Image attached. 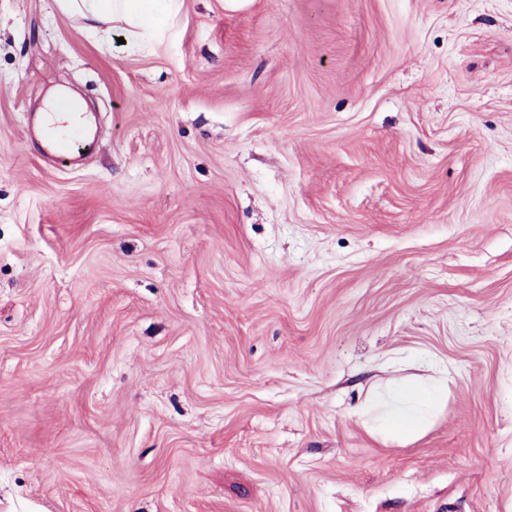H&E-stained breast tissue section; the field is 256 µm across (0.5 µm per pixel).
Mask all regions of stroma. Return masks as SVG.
Listing matches in <instances>:
<instances>
[{"label":"stroma","mask_w":512,"mask_h":512,"mask_svg":"<svg viewBox=\"0 0 512 512\" xmlns=\"http://www.w3.org/2000/svg\"><path fill=\"white\" fill-rule=\"evenodd\" d=\"M83 25L0 0V512H512V0ZM56 89L78 168L27 138ZM72 106H75L77 110H74ZM85 104L81 98L76 94L61 90L57 91L50 99L45 103L43 112H85ZM435 399L436 395L423 387L397 381L384 392H376L365 411L374 415L378 432L409 441L424 430L422 408Z\"/></svg>","instance_id":"1"}]
</instances>
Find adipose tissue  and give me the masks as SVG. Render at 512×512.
Here are the masks:
<instances>
[{
  "instance_id": "obj_1",
  "label": "adipose tissue",
  "mask_w": 512,
  "mask_h": 512,
  "mask_svg": "<svg viewBox=\"0 0 512 512\" xmlns=\"http://www.w3.org/2000/svg\"><path fill=\"white\" fill-rule=\"evenodd\" d=\"M67 14L94 23L95 26L122 29L128 50L140 48L142 42L161 28L164 21L175 16L182 0H56ZM433 392L403 381L375 393L366 410L373 414L376 429L392 438L409 441L417 437L426 422L421 411L434 401Z\"/></svg>"
}]
</instances>
